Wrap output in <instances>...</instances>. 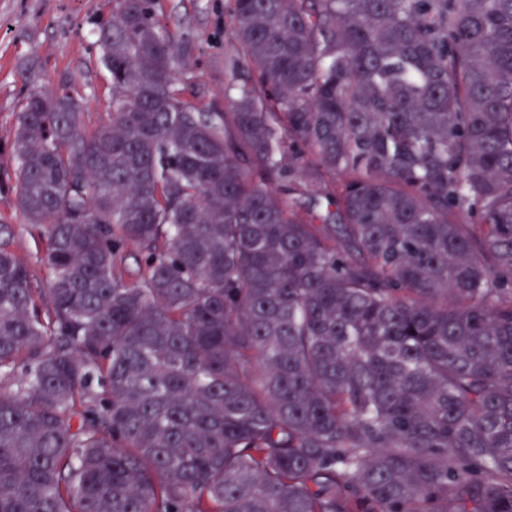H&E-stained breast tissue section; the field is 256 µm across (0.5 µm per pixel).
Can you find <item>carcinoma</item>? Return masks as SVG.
I'll return each mask as SVG.
<instances>
[{"label": "carcinoma", "mask_w": 512, "mask_h": 512, "mask_svg": "<svg viewBox=\"0 0 512 512\" xmlns=\"http://www.w3.org/2000/svg\"><path fill=\"white\" fill-rule=\"evenodd\" d=\"M159 5L17 113L0 512H512V0H228L226 112Z\"/></svg>", "instance_id": "1"}]
</instances>
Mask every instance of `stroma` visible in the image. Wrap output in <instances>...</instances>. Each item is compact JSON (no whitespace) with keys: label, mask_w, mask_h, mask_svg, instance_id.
Here are the masks:
<instances>
[{"label":"stroma","mask_w":512,"mask_h":512,"mask_svg":"<svg viewBox=\"0 0 512 512\" xmlns=\"http://www.w3.org/2000/svg\"><path fill=\"white\" fill-rule=\"evenodd\" d=\"M227 0H160V21L176 33L184 62L179 78L193 106L223 112L234 79L225 34ZM112 20V0H0V224L14 233L9 249L29 271L37 306H46L52 272L46 230L18 219L12 154L16 115L34 89L70 91L83 105L87 128L110 119L112 88L97 39Z\"/></svg>","instance_id":"35a3bbf8"}]
</instances>
